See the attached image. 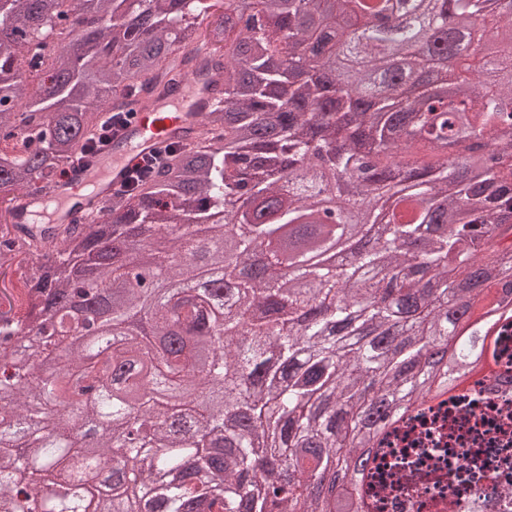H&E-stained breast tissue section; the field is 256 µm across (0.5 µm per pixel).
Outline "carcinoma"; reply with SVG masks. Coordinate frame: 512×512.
Returning <instances> with one entry per match:
<instances>
[{"label": "carcinoma", "instance_id": "carcinoma-1", "mask_svg": "<svg viewBox=\"0 0 512 512\" xmlns=\"http://www.w3.org/2000/svg\"><path fill=\"white\" fill-rule=\"evenodd\" d=\"M0 0V198L46 196L55 175L98 154L103 110L146 109L178 73L203 70L220 87L188 141L164 146L161 164L127 184L90 221L0 223V267L23 255L27 288L0 283L11 320L0 337V512H79L109 459L133 462L112 473L126 512H336V505L280 484L277 463L308 476L340 463L336 438L344 408L365 399L360 382L382 365L380 345L354 331L325 332L324 312L351 324L370 322L384 336L392 319L411 321L410 345L455 329L448 301L468 306L473 294L512 278V10L507 38L477 33L489 0H445L425 15L426 42L408 53L411 33L391 36L388 13L407 0ZM374 36L355 42L338 21L354 9ZM211 20L204 66L173 55ZM378 63L407 54L406 72L423 74L414 96L400 80L336 75L337 96L304 78L313 58L336 50ZM480 57L483 71L462 82L470 92L494 76L481 101L448 106L435 122L437 56ZM315 152L327 180L296 183L279 194L286 168ZM369 184L363 196L344 177ZM333 192L356 224H312L311 200ZM248 196L262 220L238 207ZM390 202L379 250L333 267L304 251L284 260L265 255L260 275L224 267L225 248L199 264L197 239L232 224L236 261L248 263L258 242L286 226L320 251L345 234L371 229V213ZM175 283L220 267L224 312L206 326L211 295L166 289L153 306L123 288L112 306L120 327L142 313L155 336L173 327L187 335L208 328L200 346L164 353L154 336L129 328L118 342L76 325L63 332L62 301L93 270L122 288L130 251ZM295 267L285 286L279 267ZM385 266L390 277L379 276ZM29 337L30 353L14 364L9 337ZM55 362L44 376L47 359ZM417 397L401 414L376 419L374 445L404 419L442 400ZM135 408L139 420L128 424ZM392 421H387V418Z\"/></svg>", "mask_w": 512, "mask_h": 512}]
</instances>
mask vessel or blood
Returning a JSON list of instances; mask_svg holds the SVG:
<instances>
[{
    "mask_svg": "<svg viewBox=\"0 0 512 512\" xmlns=\"http://www.w3.org/2000/svg\"><path fill=\"white\" fill-rule=\"evenodd\" d=\"M219 97L218 89L201 76L176 80L173 94L155 97L150 111L135 113L118 145L107 148L98 161L68 171L65 185L41 202L20 197L14 204L17 221L37 222L46 215L54 220L63 216L70 221L86 217L124 185L129 172L145 156L181 130H195L201 113L208 111Z\"/></svg>",
    "mask_w": 512,
    "mask_h": 512,
    "instance_id": "1",
    "label": "vessel or blood"
}]
</instances>
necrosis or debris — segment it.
<instances>
[{
	"label": "necrosis or debris",
	"mask_w": 512,
	"mask_h": 512,
	"mask_svg": "<svg viewBox=\"0 0 512 512\" xmlns=\"http://www.w3.org/2000/svg\"><path fill=\"white\" fill-rule=\"evenodd\" d=\"M512 490V398L483 393L412 416L362 489L368 512H502Z\"/></svg>",
	"instance_id": "4bbe7bcc"
}]
</instances>
